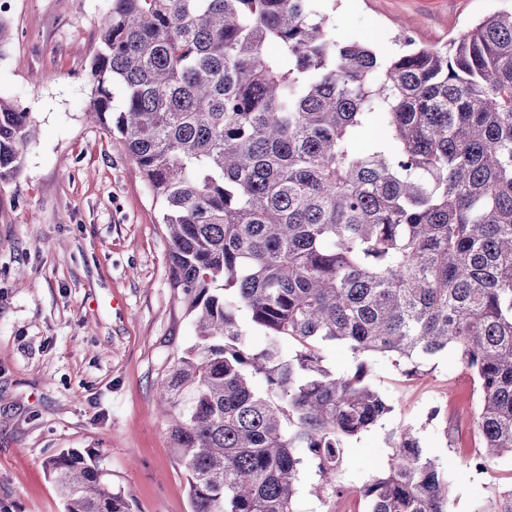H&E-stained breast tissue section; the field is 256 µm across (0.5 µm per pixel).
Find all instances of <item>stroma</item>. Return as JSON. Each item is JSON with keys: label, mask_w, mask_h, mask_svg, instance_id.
I'll return each instance as SVG.
<instances>
[{"label": "stroma", "mask_w": 512, "mask_h": 512, "mask_svg": "<svg viewBox=\"0 0 512 512\" xmlns=\"http://www.w3.org/2000/svg\"><path fill=\"white\" fill-rule=\"evenodd\" d=\"M111 0H6L0 95L31 113L39 136L21 175L0 191V512H65L46 469L69 449L92 450L131 512H190L156 389L197 341L170 285L162 205L118 133L87 122L91 66ZM342 37L396 50L399 30L441 46L512 0H327ZM369 384L393 405L351 442L343 479L386 468V435L417 429L448 480V512H475L512 483V456L479 472L461 461L478 396L473 376L444 353L409 378L375 356ZM294 512H362L329 499L305 468Z\"/></svg>", "instance_id": "stroma-1"}]
</instances>
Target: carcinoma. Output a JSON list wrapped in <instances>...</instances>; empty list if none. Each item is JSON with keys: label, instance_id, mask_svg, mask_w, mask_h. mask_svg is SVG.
<instances>
[{"label": "carcinoma", "instance_id": "obj_1", "mask_svg": "<svg viewBox=\"0 0 512 512\" xmlns=\"http://www.w3.org/2000/svg\"><path fill=\"white\" fill-rule=\"evenodd\" d=\"M321 2L111 0L100 30L87 114L163 205L196 329L159 386L191 512H293L308 465L365 512H447L411 427L388 434L386 469L341 479L393 406L365 362L325 368L327 344L410 374L452 350L477 384L475 466L512 455V9L443 46L401 32L383 56L337 38ZM35 139L0 96V188ZM47 469L66 512H130L92 452ZM481 512H512V487Z\"/></svg>", "mask_w": 512, "mask_h": 512}]
</instances>
